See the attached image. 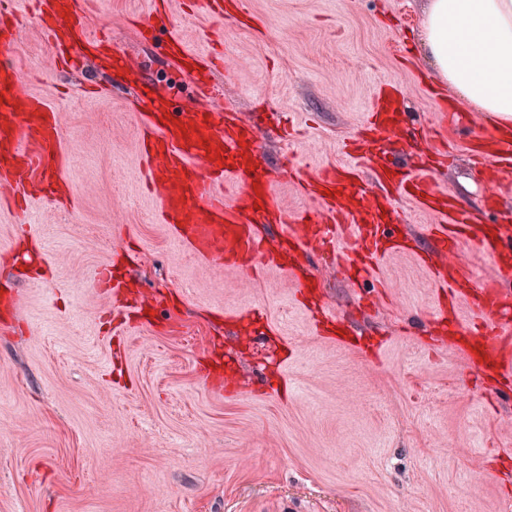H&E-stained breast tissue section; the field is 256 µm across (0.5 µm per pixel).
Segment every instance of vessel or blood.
<instances>
[{"label":"vessel or blood","instance_id":"1","mask_svg":"<svg viewBox=\"0 0 512 512\" xmlns=\"http://www.w3.org/2000/svg\"><path fill=\"white\" fill-rule=\"evenodd\" d=\"M37 17L48 34H55L60 19H67L87 42L95 34L82 24V0H70L67 15L53 7L54 0H35ZM401 100L396 86H381L366 121V132L351 149L371 163L375 145L383 136L396 134ZM137 147L145 156V175L150 181L163 221L198 257L214 266L238 268L255 262L278 269V249L268 246L254 227L258 224L290 223L291 235L305 245L323 242L333 224H362L353 249L363 262L383 249L399 251V237L384 221L382 192L395 186L423 212L441 217L434 231L432 253L425 262L434 269L442 287L467 281L465 269L448 275L438 270L450 249L461 240L474 242L487 254L512 253V227L487 231L457 208L452 195L434 186V163L423 165L416 176L402 172L398 162H387L376 174L378 191L366 190L354 167L331 164L308 174L303 186L321 205L320 221L310 214H287L273 192L256 128L245 122L225 120L216 105L204 104L178 112L151 111L139 129ZM471 152L491 160L495 179L484 207L498 211L501 205L500 177L512 171V130L483 128L470 141ZM0 195L23 187L43 191L64 183L60 120L56 112L24 86L18 70L0 66ZM234 179L239 191L233 204H225L220 191L226 179ZM512 307V289L494 291L492 304H480L483 318L476 334L480 348L472 364L494 374L512 373V324L497 319L498 311Z\"/></svg>","mask_w":512,"mask_h":512}]
</instances>
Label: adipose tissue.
<instances>
[{
    "label": "adipose tissue",
    "mask_w": 512,
    "mask_h": 512,
    "mask_svg": "<svg viewBox=\"0 0 512 512\" xmlns=\"http://www.w3.org/2000/svg\"><path fill=\"white\" fill-rule=\"evenodd\" d=\"M419 26L438 83L512 129V0H429Z\"/></svg>",
    "instance_id": "obj_1"
}]
</instances>
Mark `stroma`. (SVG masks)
Instances as JSON below:
<instances>
[{"label": "stroma", "mask_w": 512, "mask_h": 512, "mask_svg": "<svg viewBox=\"0 0 512 512\" xmlns=\"http://www.w3.org/2000/svg\"><path fill=\"white\" fill-rule=\"evenodd\" d=\"M13 2L27 34L0 64L60 114L73 203L0 200V512H512V399L454 344L472 300L438 293L411 250L353 281L330 253L303 256L315 302L282 271L216 270L157 220L136 149L139 81L175 108L196 94L171 27L223 52V107L259 102L295 128L261 132L288 212L318 213L297 179L345 161L380 82L401 87L411 127L452 107L478 131L490 115L441 89L419 49L426 0H250L253 27L198 8L149 41L155 0H90L109 55L141 66L125 77L79 43L59 64ZM435 181L470 211L485 194L457 132ZM111 261L152 309L100 288ZM447 262L496 277L469 241ZM327 315L365 345L323 332Z\"/></svg>", "instance_id": "35a3bbf8"}]
</instances>
